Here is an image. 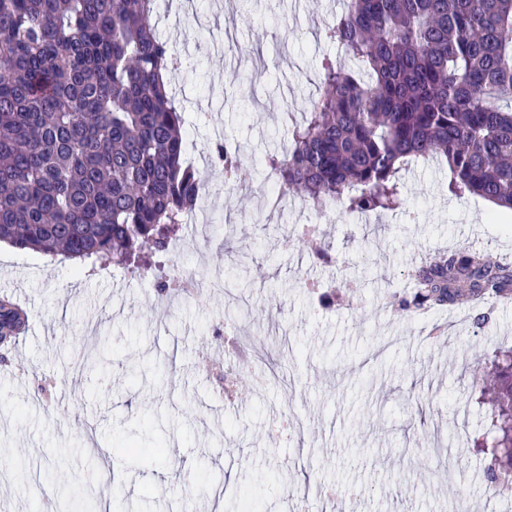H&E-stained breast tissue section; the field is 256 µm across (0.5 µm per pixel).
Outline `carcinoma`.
Wrapping results in <instances>:
<instances>
[{
  "label": "carcinoma",
  "mask_w": 512,
  "mask_h": 512,
  "mask_svg": "<svg viewBox=\"0 0 512 512\" xmlns=\"http://www.w3.org/2000/svg\"><path fill=\"white\" fill-rule=\"evenodd\" d=\"M152 0H0V243L84 266L128 270L164 252L205 190L183 158V121L162 71L177 64ZM326 39L318 96L265 161L280 196L317 210L404 209L401 172L448 163V190L512 211V0H344ZM224 178L239 151L214 148ZM393 291L402 312L512 300V263L454 250ZM28 314L0 295V364ZM486 426L473 446L485 481L512 498V348L493 351L478 386Z\"/></svg>",
  "instance_id": "carcinoma-1"
}]
</instances>
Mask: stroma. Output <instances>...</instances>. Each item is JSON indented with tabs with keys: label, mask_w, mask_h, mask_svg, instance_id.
<instances>
[{
	"label": "stroma",
	"mask_w": 512,
	"mask_h": 512,
	"mask_svg": "<svg viewBox=\"0 0 512 512\" xmlns=\"http://www.w3.org/2000/svg\"><path fill=\"white\" fill-rule=\"evenodd\" d=\"M154 2L157 32L189 63L169 85L209 193L195 237L159 261L204 294L0 246V294L29 316L22 378L0 376V506L30 512L63 489L98 512L116 493L124 512H208L217 497L222 512H512L470 444L485 424L477 365L512 347V303L480 330L469 306L406 314L385 300L439 252L512 261V217L450 194L437 159L403 172L402 211L366 219L297 196L267 210L257 169L287 148L285 115L309 111L324 58L349 62L323 36L342 0ZM224 141L241 149L237 189L210 170ZM299 224L317 226L327 259ZM99 336L105 371L76 370ZM146 417L163 453L121 454Z\"/></svg>",
	"instance_id": "1"
}]
</instances>
